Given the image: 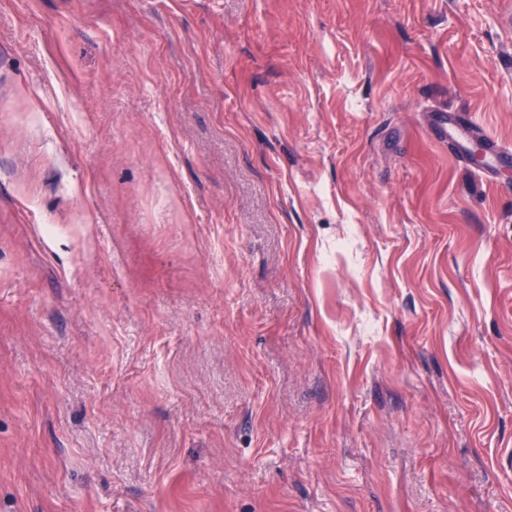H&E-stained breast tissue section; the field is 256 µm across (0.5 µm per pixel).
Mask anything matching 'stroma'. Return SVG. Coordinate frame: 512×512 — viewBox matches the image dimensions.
I'll list each match as a JSON object with an SVG mask.
<instances>
[{
	"label": "stroma",
	"instance_id": "stroma-1",
	"mask_svg": "<svg viewBox=\"0 0 512 512\" xmlns=\"http://www.w3.org/2000/svg\"><path fill=\"white\" fill-rule=\"evenodd\" d=\"M512 0H0V512H512ZM433 123V131L435 136L442 140L447 141L448 138L452 139L457 147L458 152L467 157V145L470 141L467 138L466 132L462 130L464 126V117L458 112H438ZM487 155L486 169L491 175L501 169L512 168V148L508 145L499 144L490 140L485 145Z\"/></svg>",
	"mask_w": 512,
	"mask_h": 512
}]
</instances>
